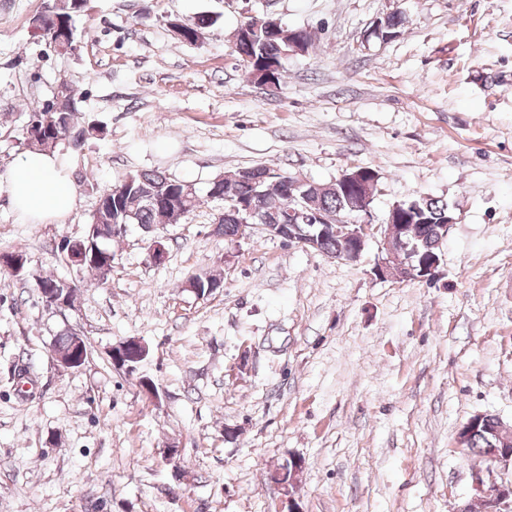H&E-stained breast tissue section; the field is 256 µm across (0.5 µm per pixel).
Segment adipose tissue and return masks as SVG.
<instances>
[{
  "label": "adipose tissue",
  "instance_id": "ef3b65f1",
  "mask_svg": "<svg viewBox=\"0 0 512 512\" xmlns=\"http://www.w3.org/2000/svg\"><path fill=\"white\" fill-rule=\"evenodd\" d=\"M9 197L19 215L33 223L59 220L76 205V188L56 153L31 149L5 173Z\"/></svg>",
  "mask_w": 512,
  "mask_h": 512
}]
</instances>
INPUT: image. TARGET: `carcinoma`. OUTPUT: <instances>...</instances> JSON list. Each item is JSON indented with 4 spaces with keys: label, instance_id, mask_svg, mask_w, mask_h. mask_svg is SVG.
Here are the masks:
<instances>
[{
    "label": "carcinoma",
    "instance_id": "1",
    "mask_svg": "<svg viewBox=\"0 0 512 512\" xmlns=\"http://www.w3.org/2000/svg\"><path fill=\"white\" fill-rule=\"evenodd\" d=\"M84 12L82 0H67L65 7L58 14L57 37L75 43L77 37L76 18ZM405 18L399 12H391L383 21L381 31L375 34L380 39H391L399 34ZM256 29L250 30L252 39L242 37L236 39L234 52L240 65L247 72L263 71L269 67L268 61L273 59L283 64L282 53L290 51L283 39L269 31L266 18L250 20ZM40 126V138L30 146L56 151L64 145H78L95 136L104 134V127L90 122L81 125L77 121L76 99L71 88L57 92L53 100L46 104L40 112L32 115ZM247 169L243 168L221 182L212 183L206 194H196L182 198L186 182L167 177L158 171L137 173L126 177L119 184L104 191L99 198V206L93 213L90 223L98 225V241L107 256H112L110 244L115 238L126 233L130 224H170L183 213H191L207 200H219L224 196L236 198L250 194L252 188L239 177ZM283 176L273 173L265 179L262 186L264 194L259 198L261 212L269 220H274L281 213L294 207L295 199L301 189H283ZM350 194L343 186L326 190L316 196L317 204L322 215L330 224H345L350 217L347 199ZM175 200L178 208H168L164 201ZM411 205L403 211V222L408 224L409 236L417 243L420 251L424 252L434 241L433 235L437 225L448 220V202L434 197L410 198ZM26 275L34 280V287L39 289L57 288L60 292L70 289L76 293L78 285L66 278L42 277L35 274L30 267V260H25ZM491 442L482 430L475 432L469 442V449L482 457H488Z\"/></svg>",
    "mask_w": 512,
    "mask_h": 512
}]
</instances>
